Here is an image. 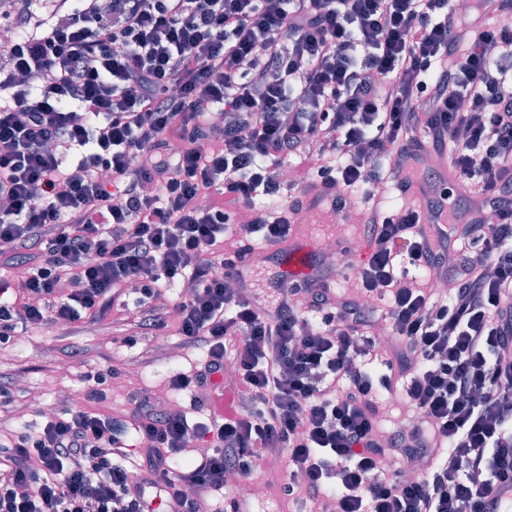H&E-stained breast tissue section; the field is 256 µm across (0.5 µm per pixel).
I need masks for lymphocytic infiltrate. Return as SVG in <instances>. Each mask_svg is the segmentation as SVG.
<instances>
[{
	"label": "lymphocytic infiltrate",
	"mask_w": 512,
	"mask_h": 512,
	"mask_svg": "<svg viewBox=\"0 0 512 512\" xmlns=\"http://www.w3.org/2000/svg\"><path fill=\"white\" fill-rule=\"evenodd\" d=\"M511 16L512 0H0V342L132 305L126 342L172 324L206 350L170 389L235 401L192 422L136 392L132 444L96 375L0 454V512H199L227 474L283 457L305 512H512L492 497L512 481ZM294 162L300 196L265 207ZM358 198L353 291L322 252L270 292L265 268L244 277L254 234L280 246L302 213ZM385 393L410 411L387 433Z\"/></svg>",
	"instance_id": "lymphocytic-infiltrate-1"
}]
</instances>
